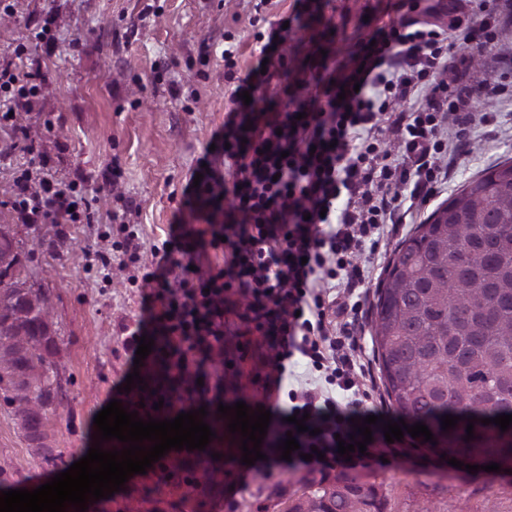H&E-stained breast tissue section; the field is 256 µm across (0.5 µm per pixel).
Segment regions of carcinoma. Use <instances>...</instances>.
<instances>
[{
    "instance_id": "obj_1",
    "label": "carcinoma",
    "mask_w": 512,
    "mask_h": 512,
    "mask_svg": "<svg viewBox=\"0 0 512 512\" xmlns=\"http://www.w3.org/2000/svg\"><path fill=\"white\" fill-rule=\"evenodd\" d=\"M26 254L0 224V402L32 456L56 467L51 418L66 399L47 292L22 277ZM374 345L386 395L411 424L433 434L428 449L497 459L504 434L482 418L512 414V159L484 170L442 202L398 247L373 305ZM144 382L167 383L146 367ZM460 417L442 429V417ZM474 438L466 441V426ZM383 483L367 471L304 480L290 512H385Z\"/></svg>"
}]
</instances>
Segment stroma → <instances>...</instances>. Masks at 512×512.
I'll return each instance as SVG.
<instances>
[{
    "label": "stroma",
    "mask_w": 512,
    "mask_h": 512,
    "mask_svg": "<svg viewBox=\"0 0 512 512\" xmlns=\"http://www.w3.org/2000/svg\"><path fill=\"white\" fill-rule=\"evenodd\" d=\"M248 15L246 0H0V69L29 74L42 88L15 108L0 141L13 139L15 130L28 131L55 176L76 182L92 204L90 222L69 225L64 240L53 225L22 223L10 190L28 156L18 150L0 157V224L13 225L27 256V277L51 297L60 345L56 367L67 394L54 419L55 446L66 464L84 457L97 431L95 416L132 373L129 333L145 316L143 289L117 277L104 282L84 258L113 231L110 178L118 176L117 187L138 206L128 222L141 225L145 241L164 240L212 131L224 123L231 93L221 56L225 34L241 40L237 76H246L256 62ZM388 19L387 0H327L305 30L285 34L279 50L292 66L307 64L315 42L340 57ZM44 25L53 36L48 45L33 38ZM509 158L512 111L504 109L480 129L472 153L449 162L447 186L420 208L418 220ZM226 297L224 352L202 368L203 387L211 391L220 384L263 398L267 346L243 320L240 297L231 291ZM223 448L215 482L202 480L209 455L172 449L87 512H287L301 495L297 473L275 465L269 475L251 476L227 495L241 442L229 433ZM0 468L31 488L56 474L33 464L1 407ZM377 476L387 494L386 512H512V471L473 474L420 448Z\"/></svg>",
    "instance_id": "stroma-1"
}]
</instances>
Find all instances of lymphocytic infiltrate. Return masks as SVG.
<instances>
[{"mask_svg":"<svg viewBox=\"0 0 512 512\" xmlns=\"http://www.w3.org/2000/svg\"><path fill=\"white\" fill-rule=\"evenodd\" d=\"M417 0H394V18L378 26L345 61L315 57L308 73L285 56L236 79L238 42L224 47L225 80L235 81L224 126L211 141L232 181L212 167L200 184H186L182 205L196 217L176 218L161 243L144 244L134 224H120L119 240L87 253L100 270L118 269L130 285L148 289L150 319L169 346L204 356L224 349V295L248 303L257 330L273 338L266 386L286 400L265 402L272 414L261 453H276L292 428L289 416H307L297 434L289 469L379 468L418 448L411 435L386 442L382 425L371 428L365 452L340 457L339 440L367 416L393 419L360 356L364 333L358 318L382 262L376 246L384 235L411 223L403 200L426 204L441 189L450 157L471 151L491 115L479 101L499 100L475 79L477 56L512 29V0H480L482 18L461 26L456 38L423 20ZM466 51L455 54L454 43ZM288 78V109L273 110L263 98L243 102L268 76ZM24 149L28 166L14 180L12 206L26 224L81 221L76 183L52 182L35 144ZM223 251L221 269H203L209 251ZM304 361L307 378L291 385L287 360ZM250 403V410H257ZM321 458H313V451Z\"/></svg>","mask_w":512,"mask_h":512,"instance_id":"obj_1","label":"lymphocytic infiltrate"}]
</instances>
